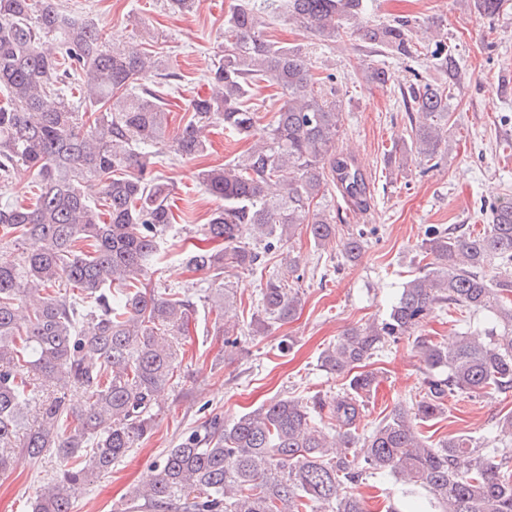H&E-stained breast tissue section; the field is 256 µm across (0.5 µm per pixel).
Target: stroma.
Returning <instances> with one entry per match:
<instances>
[{"instance_id":"stroma-1","label":"stroma","mask_w":512,"mask_h":512,"mask_svg":"<svg viewBox=\"0 0 512 512\" xmlns=\"http://www.w3.org/2000/svg\"><path fill=\"white\" fill-rule=\"evenodd\" d=\"M75 17L100 27L114 48L148 41L160 52L175 79H151L170 112L169 129L177 131L189 117L193 97L208 91L207 72L224 43V20L236 0H197L194 11L173 14L164 0H56ZM269 39L307 52L317 76L333 75L328 89L340 100L343 121L338 146L358 160L372 199L366 214H353L337 193L327 194L322 207L337 226V242L314 247L305 229L286 245L264 255L254 271H224V285L235 295L232 312L242 338L239 349L224 346L221 311L198 304L189 324L184 358L171 388L159 403L153 434L110 473L83 485L72 512H112L132 487L149 481L155 466L182 434L200 428L212 415L230 420L276 398L306 402L315 394L333 396L345 384L342 376L320 365L322 352L350 328L382 319L393 300L418 272L420 245L429 227L461 226L482 231L486 209L497 200L512 199V0L499 15H480L475 0H367L365 21L386 24L400 18L418 31L441 32L463 69V78L448 100V139L441 145L436 167L408 159L402 171L391 173L387 157L394 146L409 140V121L400 91L414 80L431 84L446 76L429 55L405 58L373 54L369 44L342 35L327 41L314 31L266 12ZM384 66L386 86L370 85L368 63ZM284 98L277 86H254L249 102L256 119L251 137L239 138L223 127H211L206 155L176 159L158 147L155 169L174 188L182 219L165 240V258L152 275L158 289L184 288L196 293L210 287L206 274L187 268L185 253L195 243L201 224L221 207L205 193L203 170L243 160L253 142L265 139ZM363 229L367 246L357 261H347L339 242L353 229ZM297 256L301 294L297 316L273 324L267 333H249L267 280L284 273L286 255ZM487 313L468 317L434 313L422 335L436 341L459 333L484 334ZM379 385L366 400L367 426L378 425L395 406L420 400L425 366L411 341L387 344L368 362ZM512 412V393L491 392L477 397L448 396L436 419L419 424L422 437L435 442L451 435L482 441L491 424ZM59 468L57 458L34 462L17 454L13 469L0 475V512H31L42 486ZM368 512H384L404 492L391 475H374L356 488Z\"/></svg>"}]
</instances>
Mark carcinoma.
<instances>
[{
  "label": "carcinoma",
  "mask_w": 512,
  "mask_h": 512,
  "mask_svg": "<svg viewBox=\"0 0 512 512\" xmlns=\"http://www.w3.org/2000/svg\"><path fill=\"white\" fill-rule=\"evenodd\" d=\"M282 7L326 40L351 24V34L380 52L418 54L409 21L363 22V0ZM263 28L261 10L241 0L224 21L209 95L191 101L189 119L171 136L169 112L144 81L174 73L163 71L153 50L142 42L112 48L100 29L52 0H0V178L29 174L40 186L29 206L0 204V475L11 469L10 448L36 462L48 454L63 460L32 512H71L89 477L150 437L155 401L182 361L197 302L183 289L160 293L150 283L176 218L172 188L152 173L149 148L201 156L209 126L249 132L254 113L245 102L256 81L286 96L268 142L238 164L201 173L224 207L200 234L221 246L188 253L186 264L214 279L227 265L253 270L261 251L301 225L316 246L328 247L337 226L320 202L332 188L354 210L369 206L364 173L336 147L342 106L324 93L333 76H316L300 48L278 45ZM433 57L448 81L409 87L410 144L389 157L395 168L408 155L438 165L461 69L449 49ZM73 80L88 113L67 97ZM285 171L288 182L276 194ZM89 181L105 210L83 194ZM341 247L346 260H357L364 233L349 234ZM421 261L380 321L347 332L321 355V367L347 377L342 392L305 404L276 399L230 423L211 417L169 449L155 479L133 488L115 512H368L353 488L383 472L408 494L424 491L429 512H512V452L482 448L467 435L434 443L417 432L442 413L449 394L512 391V200L492 205L479 233L429 230ZM204 301L222 309L234 296L220 282ZM299 306L298 290L270 279L253 332L291 319ZM447 308L488 313V340L461 336L449 345L416 335ZM410 337L426 366L425 393L365 432L364 397L378 377L361 370L363 362ZM325 417L336 425L327 427Z\"/></svg>",
  "instance_id": "obj_1"
}]
</instances>
